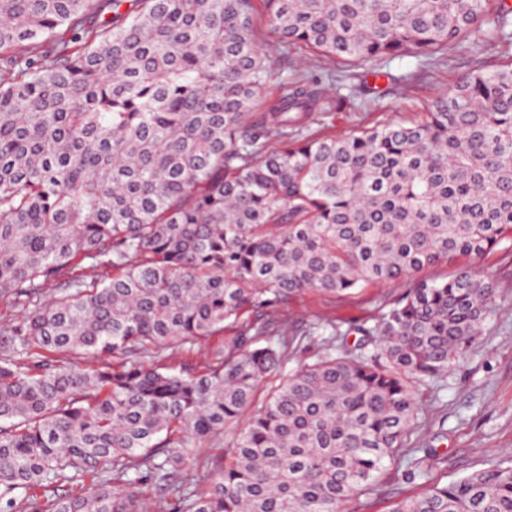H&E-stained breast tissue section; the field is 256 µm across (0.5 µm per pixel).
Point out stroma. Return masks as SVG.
Masks as SVG:
<instances>
[{
	"mask_svg": "<svg viewBox=\"0 0 512 512\" xmlns=\"http://www.w3.org/2000/svg\"><path fill=\"white\" fill-rule=\"evenodd\" d=\"M257 41L270 49L275 82L299 70H318L322 64L308 60L298 48L279 47L269 31L262 4L254 6ZM512 63V49L482 50L476 47L449 49L447 56L420 65L407 58L393 62V83H380L378 93L368 95L354 112L336 114L321 126L324 135H341L361 127L412 119L415 110L429 103L453 82L458 72L491 70ZM496 280L498 307L480 343L464 354L449 371L443 384H414L413 391L427 417L408 439L409 452L431 449L435 457L428 476H412L406 466L390 465L373 491L345 503L343 512H391L395 503L427 488L429 481L449 482L488 463L512 461V254L498 252L482 262ZM404 283L385 281L365 286L352 294L331 297L316 292L295 297L275 313L286 322L291 341L288 365L312 361L319 342L307 333L317 320L336 323L348 334V346L360 336L355 329L373 322L380 308L398 298Z\"/></svg>",
	"mask_w": 512,
	"mask_h": 512,
	"instance_id": "35a3bbf8",
	"label": "stroma"
}]
</instances>
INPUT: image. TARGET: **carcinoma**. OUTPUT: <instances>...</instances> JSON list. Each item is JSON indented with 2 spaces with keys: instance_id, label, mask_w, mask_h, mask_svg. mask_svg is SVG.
Returning <instances> with one entry per match:
<instances>
[{
  "instance_id": "carcinoma-1",
  "label": "carcinoma",
  "mask_w": 512,
  "mask_h": 512,
  "mask_svg": "<svg viewBox=\"0 0 512 512\" xmlns=\"http://www.w3.org/2000/svg\"><path fill=\"white\" fill-rule=\"evenodd\" d=\"M262 2L277 44L338 73L268 98L252 0H0V300L34 304L0 347V512H143V484L163 512H340L405 460L411 382L447 377L494 316L478 261L512 251V66L459 73L408 122L316 127L358 109L360 66L511 45L512 7ZM384 280L409 288L354 350L318 321L286 370L268 313ZM392 512H512V462ZM222 344L221 336H214L208 340L192 346L191 351L187 354L185 349L176 348L171 355V362L178 366L181 362L188 363L190 360L198 361L203 359L206 353L210 352L214 347Z\"/></svg>"
}]
</instances>
